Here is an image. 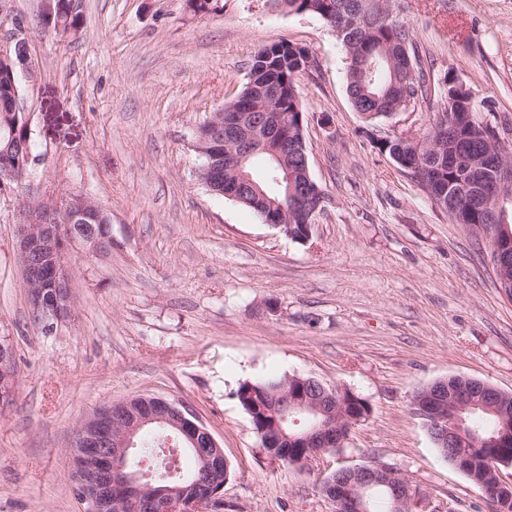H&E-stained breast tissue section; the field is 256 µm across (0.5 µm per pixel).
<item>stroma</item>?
<instances>
[{"label":"stroma","instance_id":"obj_1","mask_svg":"<svg viewBox=\"0 0 512 512\" xmlns=\"http://www.w3.org/2000/svg\"><path fill=\"white\" fill-rule=\"evenodd\" d=\"M80 27L41 26V0H0L23 23L32 72H20L32 160L0 189V337L17 385L0 404V512H83L70 452L81 419L135 395L192 407L229 464L224 512H336L333 472L399 468L424 512H496L436 450L412 409L452 375L512 393V300L488 237L455 223L375 141L423 136L448 98L470 90L480 122L512 143V0H392L431 89L365 122L347 95L332 27L272 0H76ZM305 46L297 77L312 178L326 201L297 242L200 179L194 132L235 99L263 46ZM91 198L112 218V253L72 252L70 318H31L15 244L25 209ZM297 373L367 399L345 446L308 465L269 456L238 403L239 385Z\"/></svg>","mask_w":512,"mask_h":512}]
</instances>
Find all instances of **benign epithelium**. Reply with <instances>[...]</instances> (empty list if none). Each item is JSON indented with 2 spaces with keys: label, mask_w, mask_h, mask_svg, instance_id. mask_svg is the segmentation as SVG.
I'll list each match as a JSON object with an SVG mask.
<instances>
[{
  "label": "benign epithelium",
  "mask_w": 512,
  "mask_h": 512,
  "mask_svg": "<svg viewBox=\"0 0 512 512\" xmlns=\"http://www.w3.org/2000/svg\"><path fill=\"white\" fill-rule=\"evenodd\" d=\"M471 112H448L423 138L398 137L411 147L412 152L438 150L437 139L448 137L465 124H474ZM490 145L489 159L485 165L493 170L498 163L512 161L507 144L496 133L487 134ZM288 144V134L280 122L268 112L250 117L233 109L224 110V119L209 121L206 141L198 150L210 158L204 172L205 185L230 199L254 192L263 194L245 165L257 151L266 149L285 163L281 145ZM512 195V181L504 178L489 201L494 232L491 264L498 275H503V262H512V232L505 225L495 223L500 213V201ZM262 221L285 234H290L288 212H262ZM62 229L59 225L55 204L47 203L39 209L30 208L23 223L16 228V248L24 279L47 291L31 301L36 323L50 333L65 320L72 306L63 300L71 297L72 278L69 256L71 249L80 247L93 255L102 253L100 241L92 227L84 225L71 237L69 249L60 244ZM15 361L11 345L0 344V400L9 399L15 390ZM320 397L312 398L307 382L295 392L275 393L257 402L259 410L270 417L269 427L264 430L265 443L272 448L287 443L291 448L305 449L307 462L324 450L347 438L341 425L316 420L317 416H329L325 404L332 395L321 388ZM496 396L501 390L491 384L468 377L451 376L440 379L414 395L412 406L430 429L434 440L442 448L444 459L461 471L470 467L471 451L464 447L459 411L470 406L477 394ZM171 427L183 445L199 453L216 472L217 491L211 498L219 508H224V448L202 423L199 417L183 404L154 396H136L97 409L84 418L77 430L72 457L81 459L91 453H101L103 466L89 471L75 472L73 484L78 499L85 505L84 512H140L141 481L131 462L136 450V438L141 429L154 425ZM512 469V458L489 461V480L476 484L497 503L498 512H512V482L502 479V469ZM341 479L331 476L323 482L322 492L330 498L338 512H367L365 491L374 486H385L392 492L394 512H406L408 497L403 493L405 477L394 467L377 463L340 470ZM179 499H169V490L162 489L154 496L157 512H203L204 502L190 495L192 483L185 479Z\"/></svg>",
  "instance_id": "obj_1"
}]
</instances>
